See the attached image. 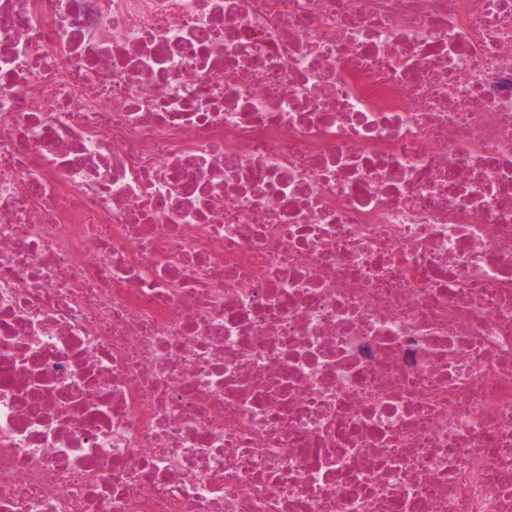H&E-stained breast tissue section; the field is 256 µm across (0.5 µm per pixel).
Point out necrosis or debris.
Here are the masks:
<instances>
[{"label":"necrosis or debris","mask_w":512,"mask_h":512,"mask_svg":"<svg viewBox=\"0 0 512 512\" xmlns=\"http://www.w3.org/2000/svg\"><path fill=\"white\" fill-rule=\"evenodd\" d=\"M0 512H512V0H0Z\"/></svg>","instance_id":"1"}]
</instances>
